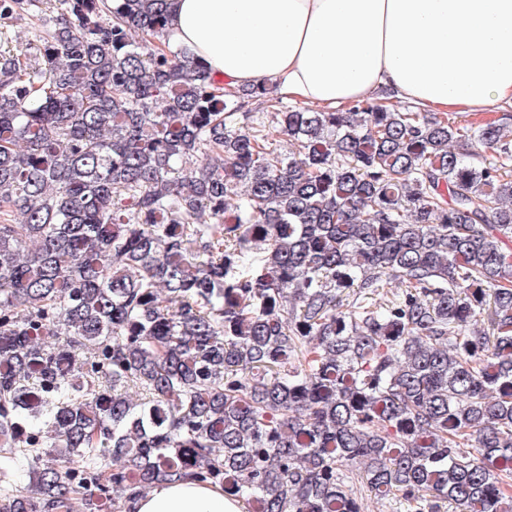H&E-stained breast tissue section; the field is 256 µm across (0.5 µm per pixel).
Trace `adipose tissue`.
<instances>
[{"instance_id": "obj_1", "label": "adipose tissue", "mask_w": 512, "mask_h": 512, "mask_svg": "<svg viewBox=\"0 0 512 512\" xmlns=\"http://www.w3.org/2000/svg\"><path fill=\"white\" fill-rule=\"evenodd\" d=\"M165 35L225 89L273 83L330 111L411 100L512 108V0H173ZM133 512H246L223 486L162 481Z\"/></svg>"}]
</instances>
